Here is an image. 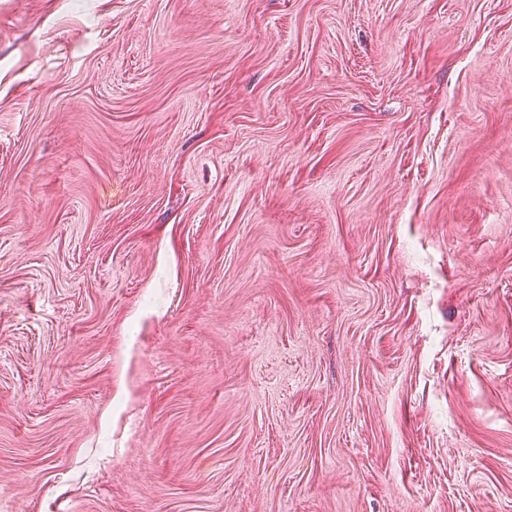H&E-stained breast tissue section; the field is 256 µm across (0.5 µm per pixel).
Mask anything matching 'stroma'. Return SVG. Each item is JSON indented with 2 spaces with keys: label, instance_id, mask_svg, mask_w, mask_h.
Segmentation results:
<instances>
[{
  "label": "stroma",
  "instance_id": "1",
  "mask_svg": "<svg viewBox=\"0 0 512 512\" xmlns=\"http://www.w3.org/2000/svg\"><path fill=\"white\" fill-rule=\"evenodd\" d=\"M0 512H512V0H0Z\"/></svg>",
  "mask_w": 512,
  "mask_h": 512
}]
</instances>
